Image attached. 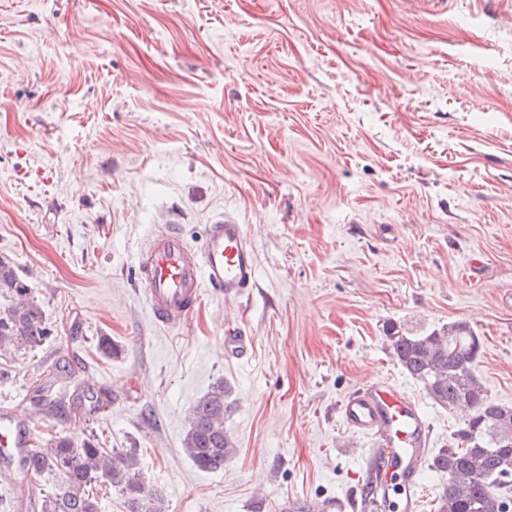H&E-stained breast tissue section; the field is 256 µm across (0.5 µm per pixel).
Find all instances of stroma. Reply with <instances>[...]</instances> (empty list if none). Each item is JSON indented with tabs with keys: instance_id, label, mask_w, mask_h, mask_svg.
Here are the masks:
<instances>
[{
	"instance_id": "1",
	"label": "stroma",
	"mask_w": 512,
	"mask_h": 512,
	"mask_svg": "<svg viewBox=\"0 0 512 512\" xmlns=\"http://www.w3.org/2000/svg\"><path fill=\"white\" fill-rule=\"evenodd\" d=\"M227 213L254 288L155 324L138 246L166 221L199 245ZM0 255L52 330L0 351V415L29 418L36 381L77 358L111 407L29 419L34 438L136 449L165 512H355L374 443L337 416L352 389L418 401L431 455L461 419L389 325L467 322L512 406V0H0ZM219 382L236 452L206 472L182 440Z\"/></svg>"
}]
</instances>
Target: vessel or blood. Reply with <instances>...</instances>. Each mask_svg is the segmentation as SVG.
<instances>
[{
    "instance_id": "b4317fda",
    "label": "vessel or blood",
    "mask_w": 512,
    "mask_h": 512,
    "mask_svg": "<svg viewBox=\"0 0 512 512\" xmlns=\"http://www.w3.org/2000/svg\"><path fill=\"white\" fill-rule=\"evenodd\" d=\"M141 285L152 316L169 328L187 323L204 288L232 301L253 287L257 268L244 225L225 215L206 228L200 246H190L178 225L161 224L136 254ZM338 414L353 433L372 437L373 463L365 484L398 491L405 512H416V491L430 433L417 402L387 381L356 387L340 403ZM28 430L19 422L0 419V447L30 448Z\"/></svg>"
}]
</instances>
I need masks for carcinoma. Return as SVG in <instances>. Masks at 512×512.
<instances>
[{"instance_id":"obj_1","label":"carcinoma","mask_w":512,"mask_h":512,"mask_svg":"<svg viewBox=\"0 0 512 512\" xmlns=\"http://www.w3.org/2000/svg\"><path fill=\"white\" fill-rule=\"evenodd\" d=\"M474 336L464 321L429 332L395 326L387 332L393 358L436 405L450 412L466 406L451 445L431 459V468L448 475L436 512H502L503 487L512 483V458L500 451L512 445V436L505 437L487 419L490 413L512 417V407L488 395L476 370L482 344ZM50 337L41 304L11 259L0 256V351L33 349ZM229 396L227 385L219 382L190 410L182 449L202 471H221L234 455V441L224 430ZM30 405L33 415L56 420L64 418L76 401L39 390ZM47 474L57 477L49 490L41 484ZM16 475L31 493L37 512H99L97 489L105 482L120 497L125 512H162L161 490L143 483L136 451L109 450L93 435L80 444L61 435L44 447L34 446L23 456Z\"/></svg>"}]
</instances>
